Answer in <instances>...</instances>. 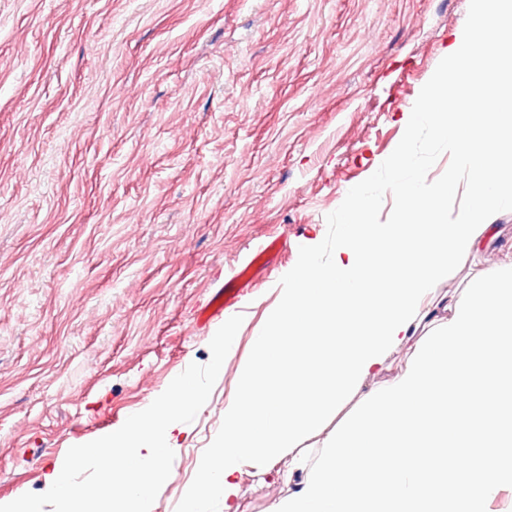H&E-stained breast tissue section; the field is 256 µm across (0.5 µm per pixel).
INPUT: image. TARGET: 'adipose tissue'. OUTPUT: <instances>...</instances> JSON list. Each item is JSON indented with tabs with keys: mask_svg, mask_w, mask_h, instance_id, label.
I'll return each mask as SVG.
<instances>
[{
	"mask_svg": "<svg viewBox=\"0 0 512 512\" xmlns=\"http://www.w3.org/2000/svg\"><path fill=\"white\" fill-rule=\"evenodd\" d=\"M511 20L512 0H473L445 66L402 116L408 133L423 128L448 144L458 166L429 184L397 146L389 186L398 206L389 224L375 221L377 194L350 188L334 258L307 254L292 273L252 340L224 434L179 512H202L210 497L236 512L243 467L267 474L423 324L435 338L419 344L416 359L382 393L366 394L367 413L349 433L317 459L296 457L303 478L272 512H423L427 504L436 512H487L491 497L512 487V415L495 413L493 388L463 386L471 374L495 378L512 368V280L479 278L442 305L429 298L457 257L495 238L488 215L512 208V47L485 41ZM462 181L470 203L449 214ZM307 278L312 286L302 287ZM468 395L485 407L480 424L444 413ZM476 436L483 450L473 466L461 449Z\"/></svg>",
	"mask_w": 512,
	"mask_h": 512,
	"instance_id": "ef3b65f1",
	"label": "adipose tissue"
}]
</instances>
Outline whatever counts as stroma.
I'll return each instance as SVG.
<instances>
[{"label":"stroma","mask_w":512,"mask_h":512,"mask_svg":"<svg viewBox=\"0 0 512 512\" xmlns=\"http://www.w3.org/2000/svg\"><path fill=\"white\" fill-rule=\"evenodd\" d=\"M473 0H0V503L45 490L71 446L118 430L188 365L219 321L202 303L279 241L186 424L151 512H176L224 430L251 340L308 246L330 258L350 187L395 204L406 142L428 179L452 162L412 111ZM435 296L512 268V210ZM363 412L346 397L309 445ZM291 455L244 467L238 512L301 480Z\"/></svg>","instance_id":"1"}]
</instances>
